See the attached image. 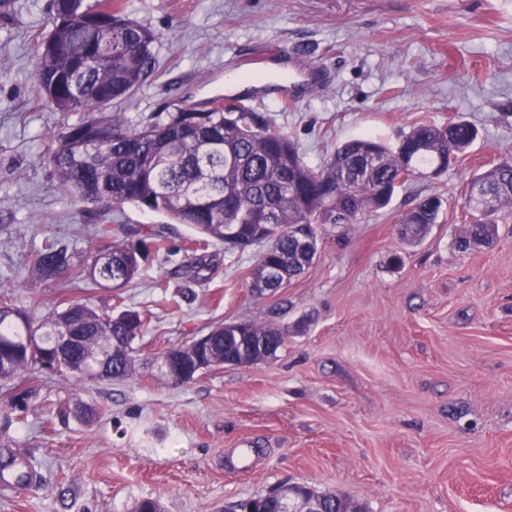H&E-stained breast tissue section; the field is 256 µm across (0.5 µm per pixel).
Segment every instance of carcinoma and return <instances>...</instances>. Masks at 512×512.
Returning <instances> with one entry per match:
<instances>
[{
    "label": "carcinoma",
    "instance_id": "carcinoma-1",
    "mask_svg": "<svg viewBox=\"0 0 512 512\" xmlns=\"http://www.w3.org/2000/svg\"><path fill=\"white\" fill-rule=\"evenodd\" d=\"M55 21L36 45L35 81L42 103L57 112H84L87 117L49 136L47 164L55 189L95 207L105 222L125 205L163 215L204 235V246L216 241L225 250L260 246L250 288L275 292L299 278L318 254V224H356L385 209L406 176L449 167L467 153L477 131L462 121L446 125L420 122L403 133L395 146L373 137L348 141L334 150L320 169L310 168L294 141L270 129L245 104L235 110L217 105L202 112L178 110L131 125L112 104L128 98L155 71L158 35L124 15L123 0H53ZM468 185L492 195L486 219H468L456 247L491 246L498 225L491 216L512 209V160H502L472 176ZM441 196L422 198L398 220L400 236L420 242L438 223ZM117 225L111 243L99 248L86 266L76 265L67 249L49 244L33 263L35 278L53 282L66 275L96 289H118L131 283L150 251L165 244L154 229L137 241ZM77 336L71 348L52 347L61 328ZM139 312L116 316L99 313L82 299L35 321L11 298L0 297V387L24 372L41 373L43 360H56V373L78 381L107 363V378L128 374L134 362L132 342L140 335ZM47 337L33 348L30 336ZM202 357L210 366L240 357L235 337L252 336L273 346L285 331L238 321L208 332ZM35 465L16 469L11 451L0 452V481L21 490L33 487Z\"/></svg>",
    "mask_w": 512,
    "mask_h": 512
}]
</instances>
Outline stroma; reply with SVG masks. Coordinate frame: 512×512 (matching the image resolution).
I'll return each instance as SVG.
<instances>
[{"instance_id":"obj_1","label":"stroma","mask_w":512,"mask_h":512,"mask_svg":"<svg viewBox=\"0 0 512 512\" xmlns=\"http://www.w3.org/2000/svg\"><path fill=\"white\" fill-rule=\"evenodd\" d=\"M159 36L157 71L118 109L140 124L161 106L207 109L224 77L267 46L298 52L329 74L288 104L282 87L244 102L321 168L336 146L372 135L397 143L418 121L465 120L478 139L441 177L397 189L358 224L318 226L319 256L288 287L258 296L256 249L210 245L209 269L187 271L192 232L169 225L165 249L112 291L36 283L34 255L66 244L90 262L92 208L57 193L44 156L51 132L79 121L36 98V39L52 0L0 8V295L34 319L86 299L141 313L135 369L75 382L36 374L24 419L0 393V443L41 464L39 486L0 483V512H224L225 503L285 483L311 486L362 512H512V210L492 247L461 252L462 189L512 157V0H124ZM444 200L423 241L397 219L422 197ZM286 331L276 355L172 381L161 355L217 324ZM92 405V424L61 409ZM235 448L252 467L230 468Z\"/></svg>"}]
</instances>
